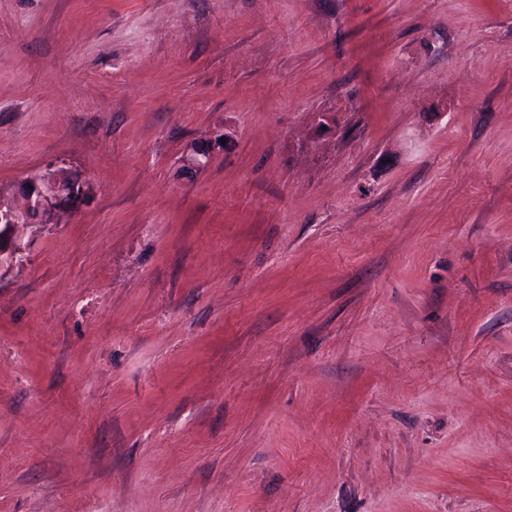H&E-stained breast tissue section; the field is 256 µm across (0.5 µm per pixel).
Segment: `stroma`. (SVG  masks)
<instances>
[{
	"instance_id": "1",
	"label": "stroma",
	"mask_w": 512,
	"mask_h": 512,
	"mask_svg": "<svg viewBox=\"0 0 512 512\" xmlns=\"http://www.w3.org/2000/svg\"><path fill=\"white\" fill-rule=\"evenodd\" d=\"M50 164L0 512H512V0H0Z\"/></svg>"
}]
</instances>
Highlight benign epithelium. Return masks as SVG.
Masks as SVG:
<instances>
[{
	"label": "benign epithelium",
	"instance_id": "7a95c632",
	"mask_svg": "<svg viewBox=\"0 0 512 512\" xmlns=\"http://www.w3.org/2000/svg\"><path fill=\"white\" fill-rule=\"evenodd\" d=\"M21 193L26 200L24 208L0 204V267L16 257L12 234L17 225L33 224L53 207L78 209L86 188L61 169H46L27 178Z\"/></svg>",
	"mask_w": 512,
	"mask_h": 512
}]
</instances>
